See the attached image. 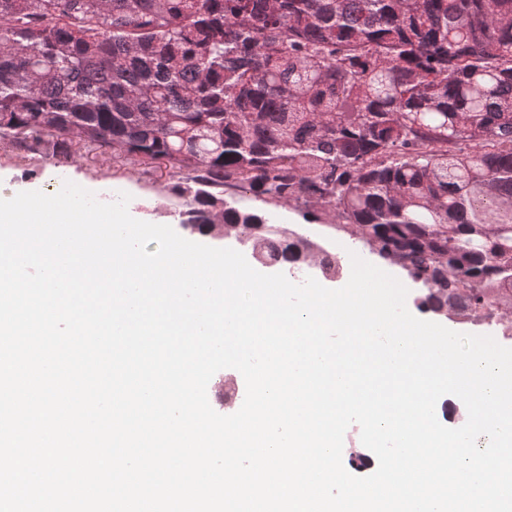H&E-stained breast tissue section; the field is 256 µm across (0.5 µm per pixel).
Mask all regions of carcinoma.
I'll return each mask as SVG.
<instances>
[{"label": "carcinoma", "mask_w": 512, "mask_h": 512, "mask_svg": "<svg viewBox=\"0 0 512 512\" xmlns=\"http://www.w3.org/2000/svg\"><path fill=\"white\" fill-rule=\"evenodd\" d=\"M110 147L190 232L334 280L360 242L419 309L512 336V0H0V139ZM263 209L264 212L268 213L271 217V224L277 225H302L309 233H311L313 239L322 241L331 250L335 245L338 246L339 240L348 237L341 233H336L333 229H330L321 224H308L296 213L288 208L274 207L271 205H264L261 203H255ZM355 249V252L359 253L361 258L364 260L378 266L383 269L387 273L393 275L397 279H399L408 289V295L406 299V306L408 310L414 315L419 313V311L415 308L413 300L416 295L419 294L417 286L414 285L405 275V273L398 267L390 266L379 260L375 255L371 254L367 249H363L361 245H352Z\"/></svg>", "instance_id": "cac0c4a2"}]
</instances>
